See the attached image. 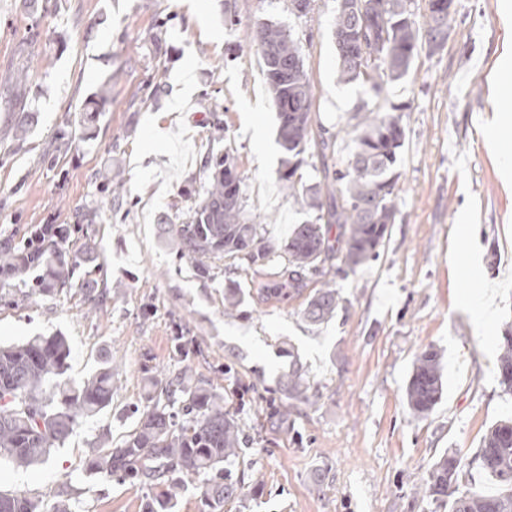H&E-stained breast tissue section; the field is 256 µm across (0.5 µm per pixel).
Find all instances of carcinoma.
Segmentation results:
<instances>
[{"mask_svg": "<svg viewBox=\"0 0 512 512\" xmlns=\"http://www.w3.org/2000/svg\"><path fill=\"white\" fill-rule=\"evenodd\" d=\"M348 0H339L333 20L338 77L344 83L366 82L381 93L389 81L404 77L422 52L442 50L451 34L452 18L441 20L430 10L423 23L413 19L410 0H358L364 14L348 12ZM374 30L383 42L381 56L371 62L361 50L358 32ZM265 68L271 101L277 114V143L283 160L279 180L289 195L302 199L314 217L297 224L283 241L274 244L261 225L245 217L241 184L230 187L224 170L235 167L232 150L207 155L202 163L206 181L194 199L186 221L170 225L176 256L190 261L203 278L216 263L233 259L248 266L278 264L288 282L286 296L307 286L308 276L322 279L309 296L305 317L322 322L339 306L340 294L328 278L335 260L349 270L377 257L397 214L401 173L398 154L405 128L389 112L363 104L365 118L354 129L355 150L344 169L322 162L321 177L307 185L296 179L314 140L313 85L298 41L282 27L259 24L251 36ZM94 213L78 224H64L50 232L31 230L25 238L0 241V288L26 297L72 289L90 273L94 248H65L70 238L84 232ZM336 225V242L329 238ZM40 274L32 275L34 270ZM244 293L230 281L224 287V312L232 315ZM71 348L64 336H32L18 345L0 346V458L16 468L48 462L83 421L112 405V364L107 362L80 383L67 376ZM499 384L512 393V324L500 337ZM149 404L139 412L136 427L118 448L101 449L88 461L86 472L104 478L166 480L163 499L148 512L173 508L186 481L210 476L202 489L205 507L216 512L239 497L241 487L231 479L230 467L241 453L242 429L224 409V397L195 382L183 371L157 382L148 378ZM443 394L442 355L433 348L421 352L406 386L409 410L429 414ZM478 467L495 478L497 492L456 495L461 460L444 454L424 485L435 500L448 499V512H512V419L494 423L484 435ZM0 512H44L42 499L28 493H0Z\"/></svg>", "mask_w": 512, "mask_h": 512, "instance_id": "carcinoma-1", "label": "carcinoma"}]
</instances>
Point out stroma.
<instances>
[{"label": "stroma", "instance_id": "stroma-1", "mask_svg": "<svg viewBox=\"0 0 512 512\" xmlns=\"http://www.w3.org/2000/svg\"><path fill=\"white\" fill-rule=\"evenodd\" d=\"M235 12V24L225 20ZM498 0H457L444 50L415 58L401 80L374 94L337 77L336 0L305 17L288 0H0V239L39 224H73L96 211L88 232L98 253L89 287L105 299L90 310L82 292L0 304V345L32 336L67 337L75 381L112 363V405L75 429L48 464L0 461V491L69 499L74 512H146L159 482L85 474L101 440L120 446L146 403L145 379L182 370L224 395L246 442L233 467L242 495L221 512H448L420 493L445 453L463 459L460 491H494L473 460L496 421L512 416L498 380L499 338L512 321V194L500 184L482 127L497 104L487 76L494 52L512 40ZM268 22L299 39L315 96V120L339 139L329 161L344 168L349 128L361 104L396 111L407 137L398 158V212L380 255L336 275L341 301L321 323L303 316L308 295L263 296L273 267L224 262L201 278L177 260L159 226L185 220L219 145L234 151L247 216L276 240L307 220L278 171L277 117L263 60L249 33ZM28 71L25 85L15 76ZM163 82L150 96L149 76ZM194 92L182 98L183 76ZM182 107H175V100ZM224 121L215 142L201 102ZM30 109L24 140L14 137ZM261 127L248 129L247 116ZM125 179L123 203L98 208L111 173ZM470 211L481 268L453 270L455 226ZM244 303L224 314V285ZM497 293L488 327L472 309ZM181 337L183 351L174 348ZM443 356L441 401L414 416L405 390L424 349ZM300 370L306 395L283 383Z\"/></svg>", "mask_w": 512, "mask_h": 512}]
</instances>
